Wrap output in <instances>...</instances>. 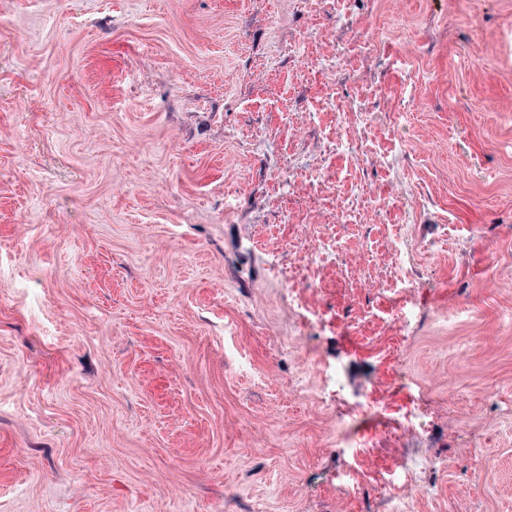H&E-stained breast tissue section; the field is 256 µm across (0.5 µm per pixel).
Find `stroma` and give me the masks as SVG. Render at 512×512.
I'll use <instances>...</instances> for the list:
<instances>
[{
  "label": "stroma",
  "mask_w": 512,
  "mask_h": 512,
  "mask_svg": "<svg viewBox=\"0 0 512 512\" xmlns=\"http://www.w3.org/2000/svg\"><path fill=\"white\" fill-rule=\"evenodd\" d=\"M398 461L512 512V0H0V512H405Z\"/></svg>",
  "instance_id": "35a3bbf8"
}]
</instances>
